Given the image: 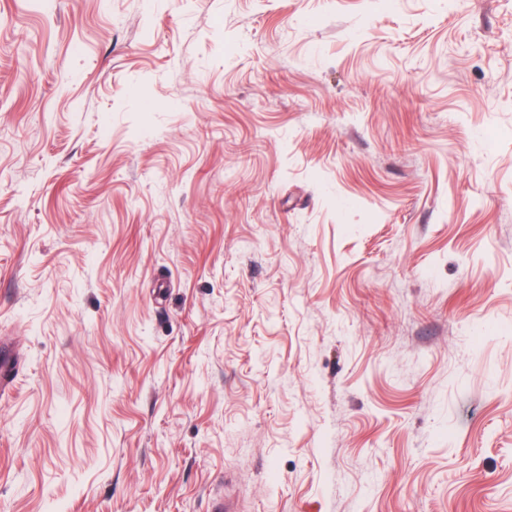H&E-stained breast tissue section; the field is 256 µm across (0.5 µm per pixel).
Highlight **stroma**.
<instances>
[{"mask_svg": "<svg viewBox=\"0 0 512 512\" xmlns=\"http://www.w3.org/2000/svg\"><path fill=\"white\" fill-rule=\"evenodd\" d=\"M0 512H512V0H0Z\"/></svg>", "mask_w": 512, "mask_h": 512, "instance_id": "1", "label": "stroma"}]
</instances>
